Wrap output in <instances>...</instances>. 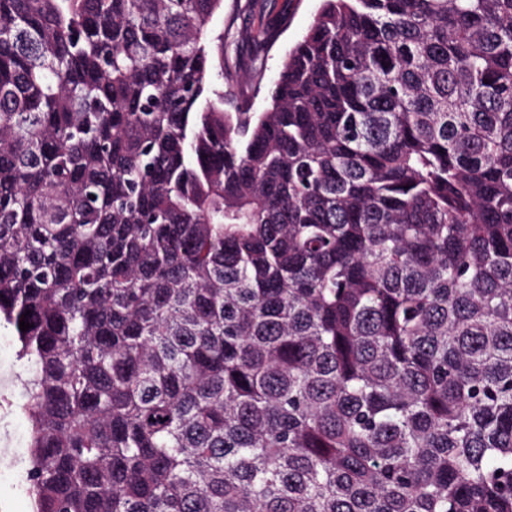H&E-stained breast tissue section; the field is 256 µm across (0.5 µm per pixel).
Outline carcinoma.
<instances>
[{
    "instance_id": "1",
    "label": "carcinoma",
    "mask_w": 512,
    "mask_h": 512,
    "mask_svg": "<svg viewBox=\"0 0 512 512\" xmlns=\"http://www.w3.org/2000/svg\"><path fill=\"white\" fill-rule=\"evenodd\" d=\"M223 3L0 0L33 512H512V0ZM321 6V0H224L210 25V38L224 37V82L213 80V89L224 92V111L237 112L247 101L251 112L267 107L266 92L277 78L293 45L302 38ZM267 37H253L259 30ZM258 55L260 73L242 70L234 78H226L229 66L234 71L238 56L249 61Z\"/></svg>"
}]
</instances>
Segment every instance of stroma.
Instances as JSON below:
<instances>
[{"mask_svg":"<svg viewBox=\"0 0 512 512\" xmlns=\"http://www.w3.org/2000/svg\"><path fill=\"white\" fill-rule=\"evenodd\" d=\"M321 6V0H224L213 18L211 37H223L229 50L226 66L237 58L257 59L260 72L240 71L238 76L214 80L224 95V109L237 111L249 105L260 112L267 106L266 92L277 78L293 45L302 38ZM14 331L0 323V512H32L27 485L13 469L15 456L26 451L30 425L20 410L23 386L18 377Z\"/></svg>","mask_w":512,"mask_h":512,"instance_id":"1","label":"stroma"}]
</instances>
